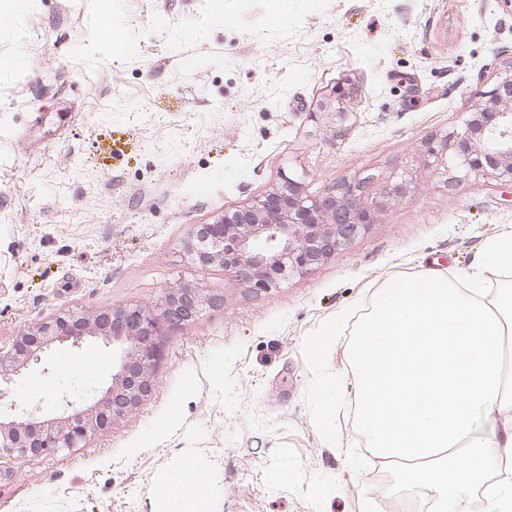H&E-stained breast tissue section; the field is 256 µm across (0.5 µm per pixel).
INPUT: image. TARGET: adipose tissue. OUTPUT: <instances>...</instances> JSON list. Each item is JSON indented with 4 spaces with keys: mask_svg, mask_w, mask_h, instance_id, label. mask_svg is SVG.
I'll return each mask as SVG.
<instances>
[{
    "mask_svg": "<svg viewBox=\"0 0 512 512\" xmlns=\"http://www.w3.org/2000/svg\"><path fill=\"white\" fill-rule=\"evenodd\" d=\"M483 274L458 286L435 271L396 278L377 293L350 349V373L335 388L351 396L368 448L405 464L431 512H471L483 488L485 512H512V286L488 291L486 276L512 268V225L489 238ZM500 428L472 432L475 412ZM501 478L489 483L490 468ZM186 482L167 483L176 512H200L209 488L192 463Z\"/></svg>",
    "mask_w": 512,
    "mask_h": 512,
    "instance_id": "1",
    "label": "adipose tissue"
}]
</instances>
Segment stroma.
Returning a JSON list of instances; mask_svg holds the SVG:
<instances>
[{
	"mask_svg": "<svg viewBox=\"0 0 512 512\" xmlns=\"http://www.w3.org/2000/svg\"><path fill=\"white\" fill-rule=\"evenodd\" d=\"M33 0L0 21V346L65 310L153 304L198 288V318L164 337L140 409L77 448L0 457V512H168L185 462L204 512H427L363 447L327 380L375 294L429 268L465 283L512 204L497 182L449 186L427 158L512 65L505 0ZM352 89L345 125L317 110ZM310 194L345 178L407 177L382 221L308 274L257 292L188 259L196 225L282 174ZM3 402L111 373L103 350L52 347ZM334 395L322 421L316 407ZM287 473L270 485L269 471Z\"/></svg>",
	"mask_w": 512,
	"mask_h": 512,
	"instance_id": "1",
	"label": "stroma"
}]
</instances>
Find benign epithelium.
<instances>
[{"label": "benign epithelium", "mask_w": 512, "mask_h": 512, "mask_svg": "<svg viewBox=\"0 0 512 512\" xmlns=\"http://www.w3.org/2000/svg\"><path fill=\"white\" fill-rule=\"evenodd\" d=\"M345 92L320 103L339 124L350 112L342 106ZM440 156L452 164L458 180L485 177L512 189V70L486 92L482 112L472 113L461 131L444 136ZM407 189L402 179L369 191L347 179L316 196L306 193L293 175L252 205L226 210L210 224H199L184 243L189 259L219 266L249 287L271 290L280 282L304 275L347 248L377 224L386 203ZM204 298L196 288L177 285L155 305L129 303L94 312L67 310L49 317L0 350V391L14 376L43 362L52 346H102L112 352L108 385L82 405L64 392L56 415H42L41 401H0V455L27 457L61 448H78L93 434L107 430L139 409L152 393L163 352L159 338L172 336L194 321Z\"/></svg>", "instance_id": "1"}]
</instances>
